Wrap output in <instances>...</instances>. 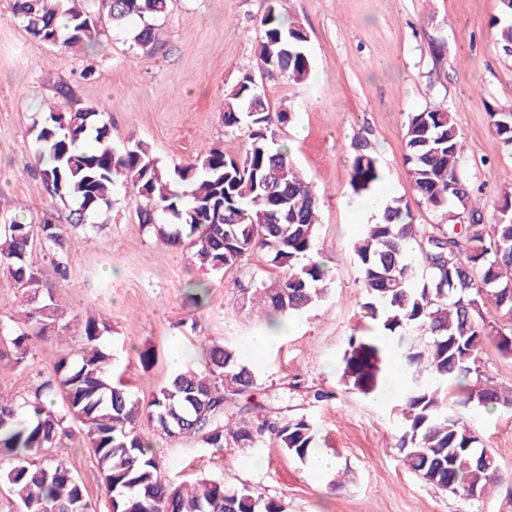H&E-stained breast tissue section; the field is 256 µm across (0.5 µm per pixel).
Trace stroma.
<instances>
[{
    "label": "stroma",
    "instance_id": "35a3bbf8",
    "mask_svg": "<svg viewBox=\"0 0 512 512\" xmlns=\"http://www.w3.org/2000/svg\"><path fill=\"white\" fill-rule=\"evenodd\" d=\"M0 0V197L24 218L50 217L70 240L68 278L56 283L60 304L112 327L107 342L114 373L149 397L180 364H198L211 340L234 346L260 375L240 408L258 404L283 418L306 414L323 431V452L338 476L309 473L273 439L252 450L225 442L211 453L184 438L157 439L168 478L190 481L206 473L226 486L249 485L286 512H512V492L498 487L479 499L434 492L404 463L396 446L398 398L371 399L348 389L340 360L349 336L365 331L363 290L352 245L386 203L398 199L414 223L438 224L439 211L416 193L405 163V125L412 112H452L464 138L462 174L477 189L483 223H496L504 195H512V155L503 151L492 112L512 103V54L497 42L501 0H280L308 36L310 78L293 83L258 72L255 44L266 0H172L162 20L163 45L130 51L126 35L109 30L95 51L97 78L83 79L84 50L62 53L26 33ZM247 72L254 73L272 111L291 112L282 128L292 159L319 200L316 248L328 269V294L305 316L281 328L260 354L252 336L265 330L243 289L251 273L279 272L256 254L244 265L209 276L206 306L184 302V285L199 272L185 250L164 245L139 222L137 207L116 192L95 227L73 229L67 210L38 178L31 162V127L48 107L68 111L96 105L114 146L142 141L165 165L194 157L201 144L241 156L245 139L225 129L218 105ZM68 85L70 96L57 94ZM366 141L382 180L358 194L351 187L354 146ZM70 333L49 338L27 364L0 358V387L30 394L53 378L57 361L74 356ZM151 351L143 367L139 354ZM326 400L317 402L314 391ZM482 447L512 476V412L471 407ZM63 453L85 484L95 512H108V494L80 432Z\"/></svg>",
    "mask_w": 512,
    "mask_h": 512
}]
</instances>
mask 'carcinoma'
<instances>
[{"instance_id": "cac0c4a2", "label": "carcinoma", "mask_w": 512, "mask_h": 512, "mask_svg": "<svg viewBox=\"0 0 512 512\" xmlns=\"http://www.w3.org/2000/svg\"><path fill=\"white\" fill-rule=\"evenodd\" d=\"M269 0L260 18L262 35L256 67L300 82L312 65L304 27ZM170 0H13L14 16L33 37L65 48L92 50L104 29L130 35V48L162 45L160 20ZM66 24H59V19ZM224 128L247 137L244 156L208 145L188 161L161 164L140 141L122 147L94 106L66 112L48 109L32 125L34 155L46 159L36 173L51 195L69 210L75 227L86 226L124 190L137 206L140 224L167 245L181 246L208 275L244 264L261 252L267 265L282 271L272 282L253 275L254 299L263 305L268 327L302 315L326 297L325 265L311 260L318 199L302 178L280 135L289 121L274 112L255 78L245 73L220 103ZM495 132L512 152V118L495 115ZM409 175L421 199L445 212L446 224H415L395 201L379 220L366 224L353 244L363 288L361 309L373 322L372 334L352 335L341 358L342 379L354 392L379 396L386 376L398 365L408 384L398 412L397 448L425 484L443 493L480 499L512 479L479 440L461 409L512 408V388L502 387L481 370L485 339L512 355V332L488 322L486 304L512 316V198H503L501 219L481 223L474 193L462 176L464 142L452 113L412 112L405 132ZM382 179L377 158L362 143L351 158V184L357 193ZM42 237L32 223L5 211L0 203V273L20 295L24 328L11 335V361L30 359L41 341L70 330L82 341L75 358L55 365L56 382L23 396L0 391V453L10 466L0 472L21 512H90L84 483L67 457L56 453L78 425L109 494L108 512H285L280 501L248 485L228 488L210 474L176 483L163 474L150 427L167 437L193 439L218 452L230 439L240 448H257L270 434L302 464L320 451L312 417L257 416L247 422L245 406L226 413V401L258 385L257 372L238 351L223 343L206 345L204 367L173 374L148 401L114 376L112 351L105 344L112 327L94 317L67 312L46 287L49 274L67 279L70 240L44 219ZM416 243L419 252L406 250ZM40 250L51 270L33 260ZM207 280L188 283L185 299L203 307ZM433 376L459 388L454 397L426 382Z\"/></svg>"}]
</instances>
